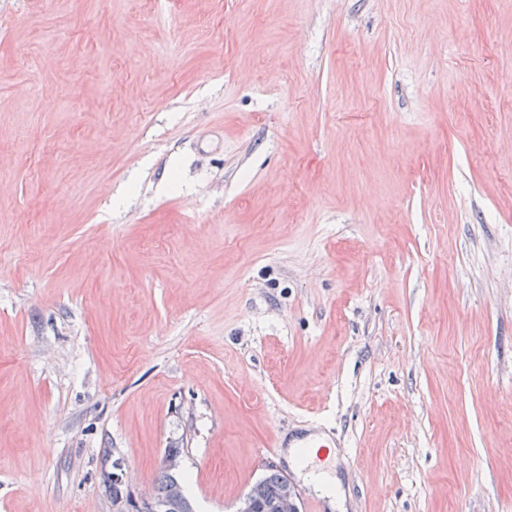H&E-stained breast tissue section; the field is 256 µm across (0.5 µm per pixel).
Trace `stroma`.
<instances>
[{
	"instance_id": "stroma-1",
	"label": "stroma",
	"mask_w": 512,
	"mask_h": 512,
	"mask_svg": "<svg viewBox=\"0 0 512 512\" xmlns=\"http://www.w3.org/2000/svg\"><path fill=\"white\" fill-rule=\"evenodd\" d=\"M512 0H0V512L169 449L236 512L512 504ZM260 481L261 488L257 502L258 488L254 486L242 499L237 512H254L255 505V512H270L269 508L275 500L273 504L274 512L302 511L295 487L288 477L285 476L283 479V475L278 470L269 469L267 474Z\"/></svg>"
}]
</instances>
